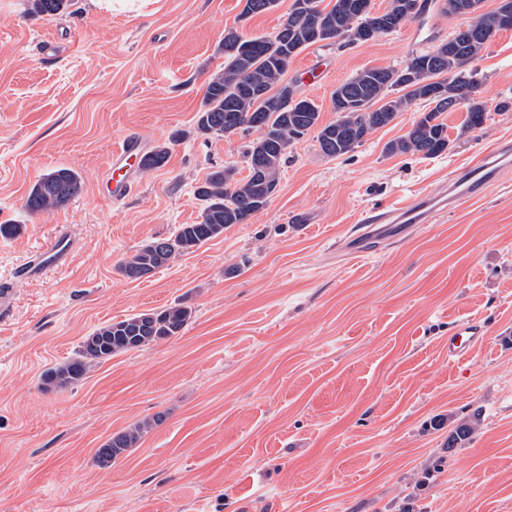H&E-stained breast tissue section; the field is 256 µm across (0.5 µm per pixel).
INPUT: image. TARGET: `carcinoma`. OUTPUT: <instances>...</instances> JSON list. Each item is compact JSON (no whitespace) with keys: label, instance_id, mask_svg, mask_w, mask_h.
<instances>
[{"label":"carcinoma","instance_id":"obj_1","mask_svg":"<svg viewBox=\"0 0 512 512\" xmlns=\"http://www.w3.org/2000/svg\"><path fill=\"white\" fill-rule=\"evenodd\" d=\"M368 2L334 0L327 9L320 7L321 0H294L288 20L273 36L245 38L233 28L224 31L220 43L224 66L208 81L194 132L222 136L225 128L234 126L260 132L245 150L249 174L237 180L233 166L211 172L195 189L201 202L197 223L182 224L174 236L153 239L124 257L118 271L125 278L147 277L223 234L225 228L247 223L276 192L288 147L313 129L320 152L328 158H340L354 152L372 131L391 123L397 113L420 101L425 108L413 127L405 136L389 142L386 152L433 157L450 144L443 114L454 111L455 99L466 101L464 128L482 127L487 106L477 97L480 80L467 69L487 44L479 35L486 18L480 12L482 0H445L442 12L465 18L448 41L412 55L400 67L364 69L339 85L332 95L337 113L334 122L320 124V111L311 100L285 94L286 70L280 66L283 53L294 57L319 43L325 47L353 46L397 30L399 19L394 7L378 15L367 8ZM70 6L71 0H27L28 13L35 15H58ZM310 12L317 13L314 27L301 21ZM395 90L402 95L389 97ZM185 137L184 132L173 133L167 142L142 157L141 168L164 166L171 145ZM82 189L77 171L57 168L35 181L23 208L32 215H49L79 196ZM191 317L190 306L176 303L108 322L83 340L74 358L47 370L42 375L43 384L48 388L74 385L93 367L119 353L180 335ZM480 421L481 413L475 411L457 423L448 433V449L469 443ZM158 422L157 415L112 436L98 449V461L107 465L136 447L143 434Z\"/></svg>","mask_w":512,"mask_h":512}]
</instances>
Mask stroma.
I'll list each match as a JSON object with an SVG mask.
<instances>
[{
  "mask_svg": "<svg viewBox=\"0 0 512 512\" xmlns=\"http://www.w3.org/2000/svg\"><path fill=\"white\" fill-rule=\"evenodd\" d=\"M293 0L245 18L244 0H144L66 13L0 0V512H512V171L476 201L415 225L362 257L340 248L372 211L437 193L448 176L512 139V30L473 61L491 112L474 131L448 112L447 152L390 155L419 106L331 159L314 134L290 145L276 193L246 224L136 281L116 264L195 223L197 184L246 172L256 132L193 135L227 29L270 36ZM461 17L430 10L355 46H311L284 76L335 121L336 87L371 67L403 65L444 41ZM316 78H309V71ZM187 131L167 164L139 171L119 203L103 194L112 146ZM74 168L82 193L50 215L24 198L51 169ZM71 260L13 277L59 233ZM182 302V334L115 355L81 382L46 390L43 373L73 358L110 321ZM479 320L485 340L462 359L448 336ZM481 410L473 440L448 451L433 420ZM158 423L109 465L113 435Z\"/></svg>",
  "mask_w": 512,
  "mask_h": 512,
  "instance_id": "35a3bbf8",
  "label": "stroma"
}]
</instances>
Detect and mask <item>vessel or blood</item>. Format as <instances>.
Wrapping results in <instances>:
<instances>
[{
	"instance_id": "1",
	"label": "vessel or blood",
	"mask_w": 512,
	"mask_h": 512,
	"mask_svg": "<svg viewBox=\"0 0 512 512\" xmlns=\"http://www.w3.org/2000/svg\"><path fill=\"white\" fill-rule=\"evenodd\" d=\"M145 152V141L135 131L127 133L112 147V166L105 178L107 194L119 202L130 196L135 186V168ZM512 169V141H499L492 149L479 153L463 170L450 176L441 191L414 197L398 210L375 211L369 224L349 235L346 248L353 253L366 250L368 237L380 239L403 236L414 225L432 223L437 214L457 210L462 204L480 197L502 174ZM70 253L67 238L57 237L36 253L30 266L15 268L18 278H32L41 270L65 260ZM485 336L482 325L474 320L461 322L448 338V354L459 357L480 344Z\"/></svg>"
}]
</instances>
